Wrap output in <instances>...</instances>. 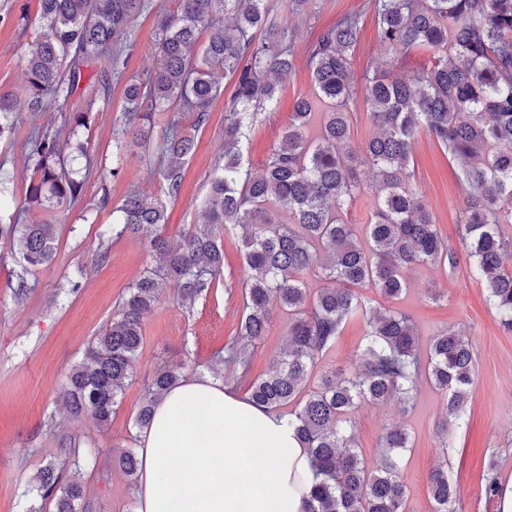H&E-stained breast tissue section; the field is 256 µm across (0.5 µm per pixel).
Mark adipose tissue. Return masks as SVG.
Listing matches in <instances>:
<instances>
[{
	"label": "adipose tissue",
	"instance_id": "obj_1",
	"mask_svg": "<svg viewBox=\"0 0 512 512\" xmlns=\"http://www.w3.org/2000/svg\"><path fill=\"white\" fill-rule=\"evenodd\" d=\"M138 460L137 512H303L312 481L286 419L212 380L165 393Z\"/></svg>",
	"mask_w": 512,
	"mask_h": 512
}]
</instances>
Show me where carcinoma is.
Listing matches in <instances>:
<instances>
[{"instance_id": "1", "label": "carcinoma", "mask_w": 512, "mask_h": 512, "mask_svg": "<svg viewBox=\"0 0 512 512\" xmlns=\"http://www.w3.org/2000/svg\"><path fill=\"white\" fill-rule=\"evenodd\" d=\"M177 12L158 10L156 54L160 65L145 80L130 79L123 112L113 131V156L128 142L156 147L163 167L161 193L180 195L183 170L194 152L196 132L209 107L234 80L224 105V147L208 179L202 221L174 240L154 234L151 252L163 264L143 273L128 289L104 333L94 339L86 361L66 377L60 396L75 415L104 425L122 399L142 344V321L165 281L175 280L182 306L190 309L224 276L220 232L239 236L246 274L241 284L238 335L224 349V365L244 372L250 347L266 336L276 305L288 318V344L270 369L254 379L249 400L277 412L285 406L288 425L309 457L312 484L305 512H407V486L400 454L410 438L400 425L384 428L380 459L370 463L356 439V413L366 404L391 399L403 412L414 408L420 383L447 399L440 432L448 455V427H460L475 376L474 351L462 334L443 328L421 350L410 317L374 306L364 290L388 301L407 288L406 273L418 265L445 269L471 262L502 329L512 332V0H373L380 45L406 57L430 54L429 65L412 73L384 68L350 76V56L360 18L346 14L322 31L307 59L313 93L294 103L288 129L267 163L254 173L245 165L243 144L260 111L275 105L280 81L296 68L294 33L271 16L266 0H176ZM38 22L48 34L25 54L26 81L17 92H0V138L24 112L54 104L72 110L71 134L87 127L100 90L79 89L84 63L101 55L121 76L120 56L134 21L149 0H39ZM201 53H194L203 33ZM378 129L352 146L349 106L358 96ZM173 111L158 142L144 122L154 112ZM194 116L183 125L182 114ZM425 133L460 164L466 196L458 223V250L448 242L433 213L412 185L413 145ZM32 175L22 210L52 211L81 195L84 179L61 161L56 137L33 131ZM375 173L376 202L360 239L340 210L365 190L363 174ZM15 174L0 164V203L14 195ZM112 224L122 238L167 223L158 197L129 192ZM54 224H0V239L16 243L31 267L55 253ZM313 278L319 287L307 286ZM363 319L366 333L357 351L358 368L308 379L316 360L333 349L345 323ZM181 380V367L161 364L147 388L134 425L149 426L155 405ZM86 458L76 450L50 462L37 476L39 497L54 512H84L80 483L67 480ZM119 464L130 481L139 461L127 450ZM497 460L483 475L486 497L499 496ZM433 512H457V490L448 465L429 477Z\"/></svg>"}]
</instances>
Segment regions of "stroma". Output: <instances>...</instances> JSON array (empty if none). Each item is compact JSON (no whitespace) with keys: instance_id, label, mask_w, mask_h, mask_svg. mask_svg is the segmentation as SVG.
Returning a JSON list of instances; mask_svg holds the SVG:
<instances>
[{"instance_id":"stroma-1","label":"stroma","mask_w":512,"mask_h":512,"mask_svg":"<svg viewBox=\"0 0 512 512\" xmlns=\"http://www.w3.org/2000/svg\"><path fill=\"white\" fill-rule=\"evenodd\" d=\"M154 7L176 12L175 0H150ZM274 17L295 29L296 69L283 84L276 108L262 112L244 143L245 162L260 169L288 126L295 100L310 95L309 47L323 30L344 15L359 16V42L351 59L354 77L386 66L390 59L379 44L371 0H310L305 14H289L286 0H267ZM142 13L126 40L120 62L122 79L112 80L103 111L92 113L79 137L91 161L80 197L54 213L33 211L26 222L56 226V253L50 264L32 268L17 248L0 241V512H54L35 490L36 472L70 448L88 455L73 475L85 492L87 512H136L137 499L118 457L138 448L140 433L133 419L146 399L147 386L160 362L180 365L184 378L210 377V366L235 335L241 311L240 286L244 263L234 236H224V281L209 289L193 308L182 307L176 282H168L142 324L143 343L132 381L111 421L97 425L70 415L58 397L70 370L79 365L90 342L109 326L127 286L145 268L156 266L144 238H113L112 209L129 191L159 193L152 170L154 154L133 147L120 162L112 160L113 131L120 117L128 77L146 78L156 63L155 14ZM38 0H0V92L16 91L24 80V56L39 36ZM67 112L50 108L23 113L12 137L0 140V163L16 174V200L0 207V219L18 210L32 173L28 160L30 131L57 134L63 155H70ZM198 146L184 166L177 199L167 201L163 231L175 238L198 223L208 178L224 143V101L216 99L209 119L197 133ZM414 186L429 205L441 232L459 245L456 219L465 199L458 167L427 137L414 149ZM109 207H99L101 195ZM409 286L397 301L428 345L433 334L448 327L460 332L475 351V379L461 427L440 437L438 425L446 402L430 385H422L412 412L397 403L369 405L356 415V435L367 458H374L387 423L398 422L409 432L412 448L403 456L401 477L408 488L409 512H432L428 477L440 458L459 488L458 512H499L486 499L483 474L497 459L502 483L512 482V333L501 330L480 279L467 264L452 271L419 266L407 274ZM27 289H20V282ZM287 322L274 313L267 335L252 347L249 373L233 371L226 385L246 395L253 378L265 373L286 344ZM364 333L363 321L346 323L333 351L318 359L315 375L355 371V352ZM453 446L443 455L442 439Z\"/></svg>"}]
</instances>
